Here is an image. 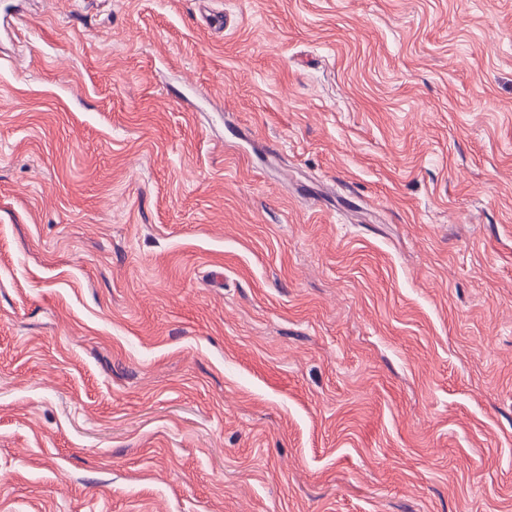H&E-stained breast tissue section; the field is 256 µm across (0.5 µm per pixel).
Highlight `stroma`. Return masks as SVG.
I'll list each match as a JSON object with an SVG mask.
<instances>
[{
    "label": "stroma",
    "mask_w": 512,
    "mask_h": 512,
    "mask_svg": "<svg viewBox=\"0 0 512 512\" xmlns=\"http://www.w3.org/2000/svg\"><path fill=\"white\" fill-rule=\"evenodd\" d=\"M0 512H512V0H0Z\"/></svg>",
    "instance_id": "35a3bbf8"
}]
</instances>
